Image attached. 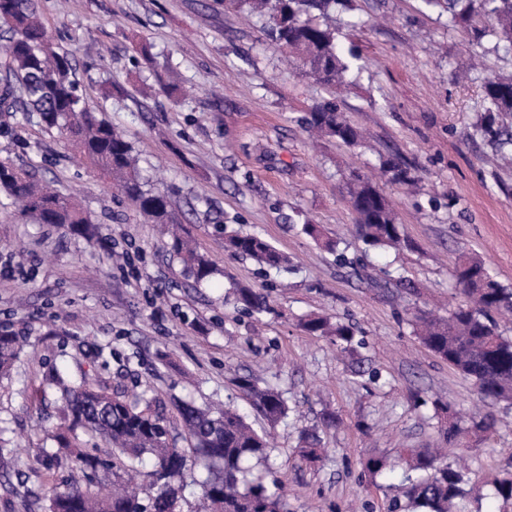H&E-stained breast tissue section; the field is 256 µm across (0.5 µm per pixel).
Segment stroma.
Returning a JSON list of instances; mask_svg holds the SVG:
<instances>
[{"label":"stroma","instance_id":"1","mask_svg":"<svg viewBox=\"0 0 512 512\" xmlns=\"http://www.w3.org/2000/svg\"><path fill=\"white\" fill-rule=\"evenodd\" d=\"M366 26H339L346 50L366 60L336 98L363 135L312 147L301 123L327 92L266 43L259 18L222 0H36L67 51L84 96L132 142L156 187L200 250L216 261L194 285L143 217L38 117L0 112V158L35 170L96 219L97 240L36 223L0 206V322L23 339L0 377V445L15 469L0 471V512H43L42 449L56 421L53 366L93 373L127 398L190 397L229 405L271 432V463L291 512H387L403 469L369 475L368 457L443 443L434 400L460 425L489 416L490 439L463 437L466 512H512L495 478L512 470V406L484 402L470 379L425 347L411 319L463 304L459 256H481L512 288V167L475 130L484 77L512 75V54L472 41L422 0H352ZM171 58L176 75L143 64L141 49ZM393 158L417 184L390 180ZM372 179L398 217L404 242L365 249L346 183ZM322 225L346 255L321 249L304 222ZM259 235L287 254V271L260 270L225 253L224 229ZM263 293L271 313L242 310L234 289ZM311 313L352 324L364 346L340 352L300 325ZM378 371L369 381L368 371ZM252 377L286 399L276 426L239 388ZM326 452L301 455L305 433Z\"/></svg>","mask_w":512,"mask_h":512}]
</instances>
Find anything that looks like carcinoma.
Segmentation results:
<instances>
[{"mask_svg": "<svg viewBox=\"0 0 512 512\" xmlns=\"http://www.w3.org/2000/svg\"><path fill=\"white\" fill-rule=\"evenodd\" d=\"M350 0H232L237 8L266 20L263 32L272 44L295 54L302 71L327 89L343 84L360 67V58L345 52L337 38L336 12L349 9ZM427 7L448 13L452 27L469 28L476 38H496L498 46L512 52V0H424ZM490 21L485 29L472 25L473 16ZM0 24L5 26L8 63L0 79V106L28 120L36 114L49 128L73 142L80 158L113 181L136 210L156 224L169 226L168 251L183 265L185 275L200 284L213 279L216 262L200 252L185 235L166 190L150 184L138 166L131 142L98 109L79 94L78 80L68 53L60 50L41 22L34 0H0ZM486 103L476 131L500 150L512 148V77L484 84ZM305 126L320 136L355 145L360 133L327 100L314 104ZM392 179L411 182L407 169L392 159L382 161ZM0 193L40 224H56L96 240L95 220L79 203L52 190L35 174L8 158L0 159ZM348 195L357 216L358 239L371 249L401 243L400 225L385 197L370 182L355 176ZM306 235L336 251V242L324 237L320 225H303ZM224 251L270 268L281 269L290 260L256 234L233 232L224 237ZM454 276L463 285L468 304L436 318L415 316L421 342L474 382L485 400L512 403V339L502 336L493 314H512V289L494 280L479 259L459 257ZM236 301L248 313H268L265 296L249 287L236 289ZM311 335L332 336L337 345L351 349L353 327L333 323L322 315L303 322ZM20 352L19 337L0 324V374L8 373ZM48 384L60 391L57 421L52 429L54 448H44L43 499L46 512H174L190 484L201 487L210 512H288V502L277 479L269 482L245 478V463L268 458V434L255 430L234 408L199 407L191 401L177 404V421L188 447L170 439L171 421L153 408L152 401L128 400L102 381L83 372L79 378L53 367ZM255 408L274 424L287 417L289 407L275 389L258 388L249 377L239 380ZM492 428L485 418H474L462 429L448 421V443L461 436H482ZM96 436L104 447L90 452L85 436ZM453 448L411 449L399 460L426 476L412 480L402 496H395L388 512L407 507L425 512H458L467 472L444 458ZM65 465L69 481H56L54 468ZM201 468L204 480L192 478Z\"/></svg>", "mask_w": 512, "mask_h": 512, "instance_id": "carcinoma-1", "label": "carcinoma"}]
</instances>
